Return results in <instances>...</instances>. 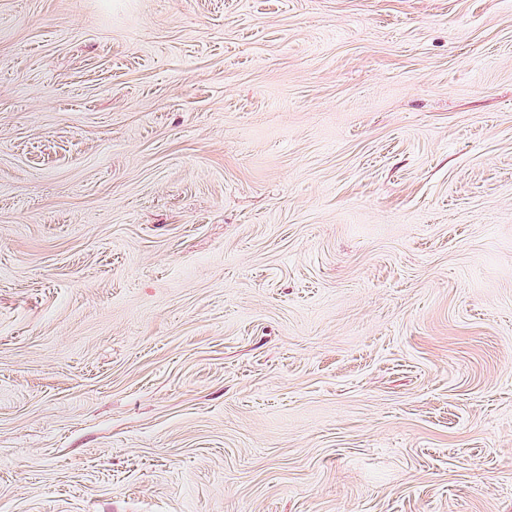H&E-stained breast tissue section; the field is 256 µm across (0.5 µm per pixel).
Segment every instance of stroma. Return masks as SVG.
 <instances>
[{
  "instance_id": "35a3bbf8",
  "label": "stroma",
  "mask_w": 512,
  "mask_h": 512,
  "mask_svg": "<svg viewBox=\"0 0 512 512\" xmlns=\"http://www.w3.org/2000/svg\"><path fill=\"white\" fill-rule=\"evenodd\" d=\"M0 512H512V0H0Z\"/></svg>"
}]
</instances>
